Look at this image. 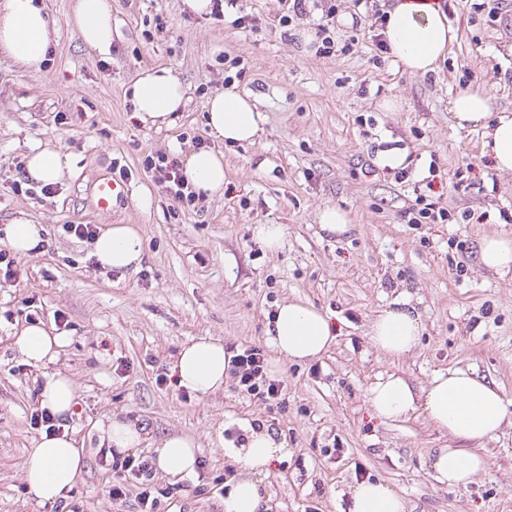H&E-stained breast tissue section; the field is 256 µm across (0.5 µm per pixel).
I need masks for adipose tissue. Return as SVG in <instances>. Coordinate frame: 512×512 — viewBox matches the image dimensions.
<instances>
[{"label": "adipose tissue", "instance_id": "obj_1", "mask_svg": "<svg viewBox=\"0 0 512 512\" xmlns=\"http://www.w3.org/2000/svg\"><path fill=\"white\" fill-rule=\"evenodd\" d=\"M74 24L83 41L102 54L112 49V0H76ZM382 35L388 54L405 70L424 75L436 71L456 32L448 22L439 0H395L386 11ZM53 40V29L37 0H0V54L29 70H40ZM136 117L156 126L169 124L171 115L184 103L185 90L170 70L149 69L131 86ZM459 127L482 132V151L490 155L499 170L512 171V113L493 112L485 95L458 91L450 101ZM210 135L219 141L250 142L261 132L263 116L248 94L227 88L208 100ZM184 173L196 191L206 196L224 192V155L214 150L188 153ZM0 243L22 256L44 253L49 240L42 226L26 216L10 218L0 225ZM94 255L101 267L125 271L138 267L143 259L142 238L130 224L102 229L94 243ZM422 333L418 313L405 299L392 301L371 324L373 344L392 357L402 356L418 343ZM328 318L312 305L290 301L280 306L274 322L272 343L288 359L310 360L320 356L334 342ZM12 349L26 363L44 367L46 373L37 399L40 407L64 418L75 403L70 377L54 368L67 341L56 328L37 322L14 331ZM230 356L221 342L200 338L184 344L171 373L178 387L205 395L223 389L230 375ZM368 401L375 414L386 420L420 411L438 429L459 440L456 448L436 449L431 466L440 483L467 485L487 468L486 459L467 449V442L481 441L495 434L506 418L500 391L482 379L463 371L436 374L422 388L391 374L379 379L369 390ZM104 448L126 453L144 441L138 424L116 417L98 425ZM285 441L268 429L251 430L245 443L232 455L240 476L224 499V512H264L266 501L260 478L281 462ZM156 464L167 477H192L198 447L189 438L172 435L155 448ZM83 450L72 433L42 434L29 450L23 470L28 491L38 502H68L82 471ZM348 512H406L403 498L381 482L362 481L350 490Z\"/></svg>", "mask_w": 512, "mask_h": 512}]
</instances>
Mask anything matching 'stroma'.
Segmentation results:
<instances>
[{"instance_id":"obj_1","label":"stroma","mask_w":512,"mask_h":512,"mask_svg":"<svg viewBox=\"0 0 512 512\" xmlns=\"http://www.w3.org/2000/svg\"><path fill=\"white\" fill-rule=\"evenodd\" d=\"M41 2L54 30L45 68L0 55V224L26 212L50 242L43 254L19 258L17 280L0 285V512H59L30 497L22 470L42 434L30 416L44 372L24 363L9 337L31 315L49 326L66 321L58 367L77 398L63 424L83 442L68 512H139L137 482L113 499L120 473L99 452L95 425L114 415L144 427L138 453L147 459L171 435L200 446L205 467L161 499L159 512H224L236 472L225 432L259 424L289 451L262 480L270 512H347L348 489L363 480L389 485L407 512H512V425L482 442L484 473L447 487L429 456L451 438L421 414L378 418L366 400L392 373L421 387L462 370L498 387L512 408V271L486 269L479 257L485 236L512 239V172L482 153L480 131L456 126L449 104L472 89L512 111V11L492 20L472 0L448 8L457 39L437 71L422 76L380 52L369 28H353L356 0H314L286 29L278 24L284 0H239L221 20L195 14L185 0H112L106 57L74 27V0ZM331 5L334 39L353 48L319 55L310 37ZM243 13L254 25L237 24ZM150 68L170 69L186 89L184 106L161 128L134 118L129 96ZM228 75L264 117L254 142L227 144L207 131L206 103ZM388 100L395 109H383ZM37 145L61 153L64 174L49 194L14 193L18 165ZM389 147L404 153L402 171L380 165ZM195 149L223 152L226 193L187 210L141 161ZM117 164L128 172L127 191L104 214L93 205L95 184ZM425 185L452 223H408L414 189ZM329 205L348 213V234L320 231L317 214ZM70 224L136 226L141 264L101 268L93 240L67 232ZM258 224L284 225L277 251L254 238ZM398 298L416 308L424 331L394 359L369 330ZM290 300L313 304L334 324L323 355L291 361L274 350L273 316ZM200 337L263 348L285 381L284 403L262 404L229 382L204 397L159 384L181 345Z\"/></svg>"}]
</instances>
